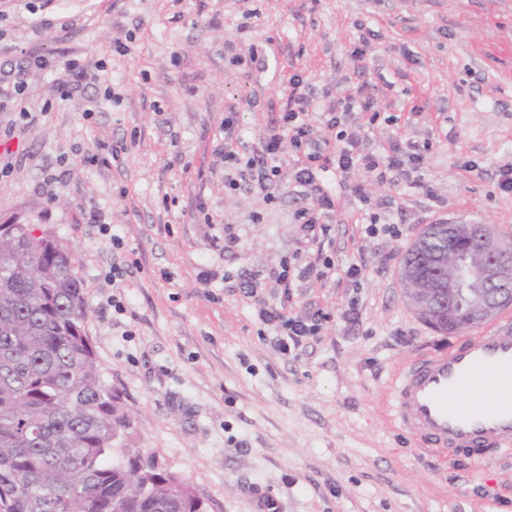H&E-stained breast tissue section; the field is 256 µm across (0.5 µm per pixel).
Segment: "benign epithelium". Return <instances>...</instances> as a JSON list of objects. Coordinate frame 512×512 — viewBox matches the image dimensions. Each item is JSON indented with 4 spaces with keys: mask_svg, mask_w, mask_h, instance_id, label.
Returning <instances> with one entry per match:
<instances>
[{
    "mask_svg": "<svg viewBox=\"0 0 512 512\" xmlns=\"http://www.w3.org/2000/svg\"><path fill=\"white\" fill-rule=\"evenodd\" d=\"M498 250L497 238L487 225H448V251L438 256L439 263L448 267L447 279L408 275L414 284L407 292L409 303L427 317L437 304H449L465 292L477 319L492 318L502 306L512 304V264L497 260Z\"/></svg>",
    "mask_w": 512,
    "mask_h": 512,
    "instance_id": "benign-epithelium-1",
    "label": "benign epithelium"
}]
</instances>
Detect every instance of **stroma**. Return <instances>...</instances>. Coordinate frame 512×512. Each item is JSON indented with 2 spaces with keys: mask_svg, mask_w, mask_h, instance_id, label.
Returning a JSON list of instances; mask_svg holds the SVG:
<instances>
[{
  "mask_svg": "<svg viewBox=\"0 0 512 512\" xmlns=\"http://www.w3.org/2000/svg\"><path fill=\"white\" fill-rule=\"evenodd\" d=\"M362 25L374 35L358 62ZM36 56L54 68L29 67ZM67 60L104 69L61 102ZM20 62L35 119L21 128L0 109V160L12 166L0 224L36 225L74 255L86 331L104 382L133 414V447L188 480L208 512H255L254 486L283 512H512V454L478 465L425 450L389 411L400 367L475 336L434 332L409 307L398 271L418 230L452 219L512 241V194L498 187L512 163V0H0V69ZM296 69L318 112L360 89L376 111L413 113L401 128L376 124L367 142L377 152L395 139L430 143L420 173L434 194L366 178L372 197L392 201L382 221L399 229L370 238L355 225L349 180L330 177V252L364 276L293 289L292 311L314 302L330 315L293 357L255 312L282 287L268 280L251 300L223 277L267 276L301 249V160L285 152L269 204L250 181L225 189L218 148L232 107L246 154L259 153ZM108 87L121 102L104 100ZM93 207L134 264L117 291L102 277L112 246L87 222ZM210 269L216 279L201 286ZM115 293L123 312L107 303Z\"/></svg>",
  "mask_w": 512,
  "mask_h": 512,
  "instance_id": "1",
  "label": "stroma"
}]
</instances>
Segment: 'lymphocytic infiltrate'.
Returning a JSON list of instances; mask_svg holds the SVG:
<instances>
[{
    "instance_id": "lymphocytic-infiltrate-1",
    "label": "lymphocytic infiltrate",
    "mask_w": 512,
    "mask_h": 512,
    "mask_svg": "<svg viewBox=\"0 0 512 512\" xmlns=\"http://www.w3.org/2000/svg\"><path fill=\"white\" fill-rule=\"evenodd\" d=\"M288 103L278 119L268 126L261 139L259 154L244 156V144L239 134L236 112L224 115V141L220 152L224 156L226 189H237V171L249 173L253 183L263 193L266 202H274L281 182V161L286 150L303 155L304 160L294 173L295 181L307 189L311 203L298 212L296 220L306 246L304 254L283 259L269 276L285 286L300 284L307 288H324L342 280L354 281L361 275L358 265L337 269L334 260L324 251L329 237L328 217L336 209V197L325 175L329 170L340 173L362 172L378 182L406 183L422 188L417 175L423 158V146L393 141L383 153L366 151L362 138L352 127L355 122L374 127L379 118L374 103L362 92L337 102L323 124H316L312 111V90L301 73L287 80ZM257 317L274 333L273 345L284 355L300 348L305 339L318 335L326 314L323 309L292 313L285 306L260 303Z\"/></svg>"
}]
</instances>
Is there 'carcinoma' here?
Here are the masks:
<instances>
[{"instance_id": "1", "label": "carcinoma", "mask_w": 512, "mask_h": 512, "mask_svg": "<svg viewBox=\"0 0 512 512\" xmlns=\"http://www.w3.org/2000/svg\"><path fill=\"white\" fill-rule=\"evenodd\" d=\"M74 258L29 224L0 229V512H207L192 484L126 444L101 379Z\"/></svg>"}]
</instances>
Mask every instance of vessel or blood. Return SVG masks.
Wrapping results in <instances>:
<instances>
[{
  "label": "vessel or blood",
  "instance_id": "vessel-or-blood-1",
  "mask_svg": "<svg viewBox=\"0 0 512 512\" xmlns=\"http://www.w3.org/2000/svg\"><path fill=\"white\" fill-rule=\"evenodd\" d=\"M482 390L491 402L465 403ZM390 410L421 448L464 450L478 464L491 453H512V327L493 326L416 357L395 378Z\"/></svg>",
  "mask_w": 512,
  "mask_h": 512
}]
</instances>
